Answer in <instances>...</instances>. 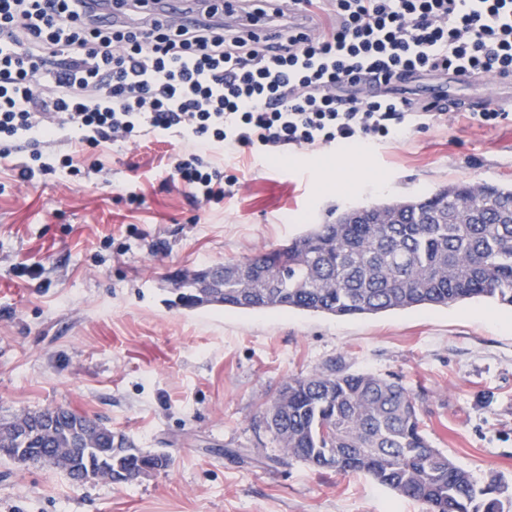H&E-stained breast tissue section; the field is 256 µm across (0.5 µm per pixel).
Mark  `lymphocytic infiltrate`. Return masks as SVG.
Instances as JSON below:
<instances>
[{"mask_svg":"<svg viewBox=\"0 0 512 512\" xmlns=\"http://www.w3.org/2000/svg\"><path fill=\"white\" fill-rule=\"evenodd\" d=\"M291 11L310 27H252ZM410 71L511 77L512 0H252L245 24L210 5L198 24L142 26L87 0H0V156L30 145L18 178L31 185L78 178L76 151L170 137L185 148L168 186L218 203L237 179L216 152L397 141L441 120L388 92Z\"/></svg>","mask_w":512,"mask_h":512,"instance_id":"f902f5d3","label":"lymphocytic infiltrate"}]
</instances>
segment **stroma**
Masks as SVG:
<instances>
[{"mask_svg": "<svg viewBox=\"0 0 512 512\" xmlns=\"http://www.w3.org/2000/svg\"><path fill=\"white\" fill-rule=\"evenodd\" d=\"M475 110L494 77L424 78ZM174 140L78 154L100 172L19 182L0 159V420L63 405L172 465L127 484H75L0 460V512H424L362 474L283 459L259 421L280 383L337 364L427 391V435L479 483L512 485V309L483 302L365 318L175 304L195 272L284 244L330 210L467 182H512V123L458 114L397 141L259 159L196 206L166 189ZM142 197L139 208L124 203Z\"/></svg>", "mask_w": 512, "mask_h": 512, "instance_id": "obj_1", "label": "stroma"}]
</instances>
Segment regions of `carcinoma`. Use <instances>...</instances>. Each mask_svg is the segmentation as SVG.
Segmentation results:
<instances>
[{
  "label": "carcinoma",
  "instance_id": "1",
  "mask_svg": "<svg viewBox=\"0 0 512 512\" xmlns=\"http://www.w3.org/2000/svg\"><path fill=\"white\" fill-rule=\"evenodd\" d=\"M188 308L293 309L368 317L482 300L512 308V184H451L432 193L350 206L278 248L195 273L176 289ZM425 394L400 378L334 365L283 382L261 411L285 456L318 469L361 472L425 506V512H504L507 487L480 485L425 434ZM52 428L33 440L0 422V458L72 457L87 472L139 476L170 466L123 432L55 406Z\"/></svg>",
  "mask_w": 512,
  "mask_h": 512
}]
</instances>
